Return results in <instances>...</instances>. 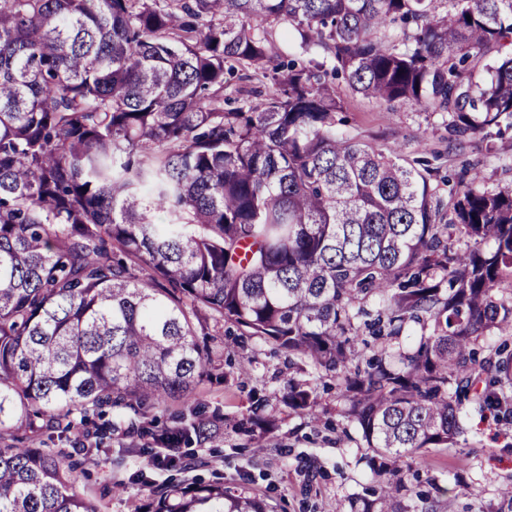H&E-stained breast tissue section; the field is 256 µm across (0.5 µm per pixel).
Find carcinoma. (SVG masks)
Returning a JSON list of instances; mask_svg holds the SVG:
<instances>
[{
	"instance_id": "cac0c4a2",
	"label": "carcinoma",
	"mask_w": 512,
	"mask_h": 512,
	"mask_svg": "<svg viewBox=\"0 0 512 512\" xmlns=\"http://www.w3.org/2000/svg\"><path fill=\"white\" fill-rule=\"evenodd\" d=\"M293 31L301 63L279 52ZM236 76L276 92L224 96ZM340 78L448 114L450 153L488 140L512 126V0H0V512H98L71 458L112 434L85 431L108 409L180 400L175 425L128 429L212 442L211 317L340 380L380 459L352 512H431L385 475L512 415V349H475L512 332V189L474 168L445 199L441 151L338 132ZM363 328L380 354L353 370ZM285 399L316 406L293 379ZM150 512L273 510L187 480Z\"/></svg>"
}]
</instances>
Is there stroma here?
<instances>
[{"label": "stroma", "mask_w": 512, "mask_h": 512, "mask_svg": "<svg viewBox=\"0 0 512 512\" xmlns=\"http://www.w3.org/2000/svg\"><path fill=\"white\" fill-rule=\"evenodd\" d=\"M343 99L338 127L348 136L381 147H401L404 156H419L422 146L443 151L442 171L455 175L480 165L487 187L512 183L503 160L512 159V129L485 143L470 138L462 151L448 153V119L403 105L396 110L370 102L339 87ZM205 342L216 368L199 387L206 414L228 420L219 439L207 448L185 451L186 469L149 467L148 436L113 432L92 458H74L76 489L100 512H144L149 484L172 478H223L224 484L266 500L275 512H351L353 497L374 486L373 452L360 432L345 431L339 414L344 402L334 375L316 371L304 358L288 356L269 341L233 340L224 325L212 324ZM307 382L318 405L302 414L288 408L289 380ZM263 401L275 420L273 433H246L232 428L254 401ZM449 448H430L405 473L408 487L434 496V512H493L512 487V416L472 417Z\"/></svg>", "instance_id": "stroma-1"}]
</instances>
